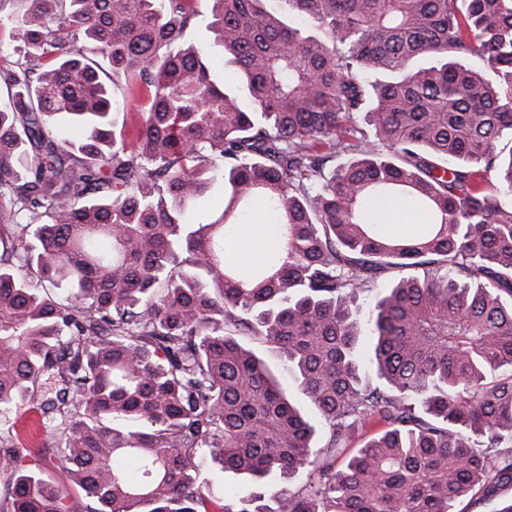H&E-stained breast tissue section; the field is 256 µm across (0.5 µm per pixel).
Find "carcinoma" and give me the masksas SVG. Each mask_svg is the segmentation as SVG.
Segmentation results:
<instances>
[{
  "instance_id": "1",
  "label": "carcinoma",
  "mask_w": 512,
  "mask_h": 512,
  "mask_svg": "<svg viewBox=\"0 0 512 512\" xmlns=\"http://www.w3.org/2000/svg\"><path fill=\"white\" fill-rule=\"evenodd\" d=\"M13 2L6 512H454L512 487V0H208L230 77L181 45L201 0ZM401 197L424 223L385 237L371 203ZM257 211L278 244L244 276L226 247ZM24 406L50 447L12 440ZM204 458L248 479L222 505Z\"/></svg>"
}]
</instances>
